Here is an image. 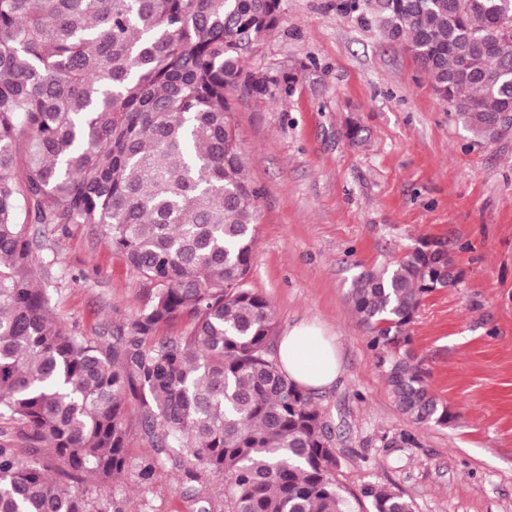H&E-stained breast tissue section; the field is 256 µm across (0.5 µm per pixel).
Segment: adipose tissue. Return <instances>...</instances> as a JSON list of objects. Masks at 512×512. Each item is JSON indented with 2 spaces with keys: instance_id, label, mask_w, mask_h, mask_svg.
<instances>
[{
  "instance_id": "1",
  "label": "adipose tissue",
  "mask_w": 512,
  "mask_h": 512,
  "mask_svg": "<svg viewBox=\"0 0 512 512\" xmlns=\"http://www.w3.org/2000/svg\"><path fill=\"white\" fill-rule=\"evenodd\" d=\"M278 362L284 374L307 390L331 386L341 372V359L335 337L320 328L299 323L281 337Z\"/></svg>"
}]
</instances>
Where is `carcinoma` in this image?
Masks as SVG:
<instances>
[{"instance_id":"1","label":"carcinoma","mask_w":512,"mask_h":512,"mask_svg":"<svg viewBox=\"0 0 512 512\" xmlns=\"http://www.w3.org/2000/svg\"><path fill=\"white\" fill-rule=\"evenodd\" d=\"M411 55L484 141L512 127V0H336ZM282 0H0V512H121L99 493L132 465L128 408L165 464L224 478V512H348L331 427L272 352L269 301L247 287L258 224L228 93L285 104L293 81L245 70ZM86 224L156 287L90 338L54 311L40 228ZM448 251L423 243L362 272L348 299L400 412L445 426L409 345ZM186 319L178 336L158 332ZM55 475H50V471ZM371 512H415L370 487Z\"/></svg>"}]
</instances>
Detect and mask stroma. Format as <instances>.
<instances>
[{
  "label": "stroma",
  "mask_w": 512,
  "mask_h": 512,
  "mask_svg": "<svg viewBox=\"0 0 512 512\" xmlns=\"http://www.w3.org/2000/svg\"><path fill=\"white\" fill-rule=\"evenodd\" d=\"M249 71L294 81L287 103L233 91L251 179L261 190L248 285L270 301L273 334L300 322L334 336L342 372L314 397L332 427L333 479L350 512L367 488L415 512H512V129L472 136L412 57L336 0H283L279 28L249 53ZM358 126L362 144L346 137ZM441 241L459 283L429 293L410 326L427 382L452 415L416 425L399 411L348 292L362 271ZM60 286L51 304L95 337L154 292L88 225L50 234ZM221 478L186 481L171 466L110 495L123 512H196Z\"/></svg>",
  "instance_id": "stroma-1"
}]
</instances>
